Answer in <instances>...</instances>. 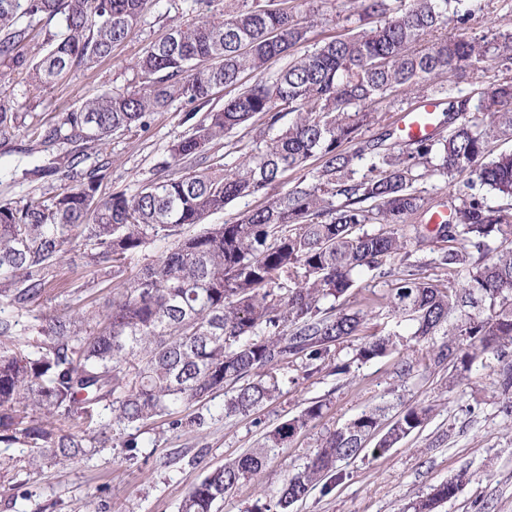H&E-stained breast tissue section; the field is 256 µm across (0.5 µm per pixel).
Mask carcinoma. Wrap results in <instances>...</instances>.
<instances>
[{
    "mask_svg": "<svg viewBox=\"0 0 512 512\" xmlns=\"http://www.w3.org/2000/svg\"><path fill=\"white\" fill-rule=\"evenodd\" d=\"M152 0H0V68L23 76L25 87L64 78L75 65L109 57L134 33ZM290 0H231L224 13L174 23L136 61L143 89L106 91L31 129L52 165L24 170H73L99 154L118 132L147 130L152 113L175 100L190 105L188 132L161 162L182 170L134 194L99 193L104 163L48 195L0 202V310L48 300L59 281L66 247H83L86 264L105 275L74 291L64 312L36 317L31 334L0 317V442L26 447L28 464H64L112 440L114 427L144 424L231 387L225 414H246L270 400L276 382L266 371L290 359L323 362L331 347L355 336L358 312L337 302L355 276L396 275L389 311L413 324V336L443 334L434 364L456 376L483 355L496 356V392L512 415V207H493L474 192L481 185L512 198V152L487 159L492 138L512 137V80L478 85L448 98L434 137L383 146L395 130L363 142V127L399 95L427 93L435 80L462 78L496 65L512 69V29L479 37L450 36L448 24L474 19L466 0H360L358 29H347L310 50L309 26ZM42 54L21 51L34 27ZM287 59L272 77L273 60ZM233 96L209 107L213 90ZM259 118V143L234 167L213 145ZM13 99L0 96V137L19 128ZM368 161V173L355 177ZM317 165L310 182L271 193L288 172ZM439 174L454 182L448 222L403 226L425 207L415 184ZM263 202L228 224L205 219L238 198ZM379 224L375 232L360 230ZM155 241L167 252L135 272L127 260ZM425 264L465 275L448 288L417 276ZM394 348L390 336L360 344L368 362ZM112 417L91 426L94 407ZM317 401L286 420L253 448L205 476L181 512H212L214 503L258 474L271 453L321 418ZM430 409L403 407L385 432L383 409L365 410L329 433L304 469L283 483L258 512H288L310 490L375 441L384 455L419 429ZM463 481L442 482L407 506L436 512Z\"/></svg>",
    "mask_w": 512,
    "mask_h": 512,
    "instance_id": "1",
    "label": "carcinoma"
}]
</instances>
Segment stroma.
I'll use <instances>...</instances> for the list:
<instances>
[{"instance_id": "1", "label": "stroma", "mask_w": 512, "mask_h": 512, "mask_svg": "<svg viewBox=\"0 0 512 512\" xmlns=\"http://www.w3.org/2000/svg\"><path fill=\"white\" fill-rule=\"evenodd\" d=\"M190 0H155L144 23L112 55L95 68H73L59 82L31 90L16 108L26 124L57 118L86 98L136 85V60L149 42L163 37L172 21H197ZM298 15L315 19L308 38L318 43L343 29L355 28L341 0H295ZM478 18L468 35L512 27V0H477ZM187 109L175 101L152 115L147 131L115 134L99 156L109 166L103 193L126 190L164 179L160 167L169 145L188 127ZM30 136L19 131L0 141V199L22 198L63 184L62 175L13 176L14 167L46 165ZM390 285L362 273L342 299L343 309L361 312L359 335L332 346L319 370L302 360L275 369L274 397L246 414L225 416L231 390L215 392L186 410L188 424L171 427L162 418L114 429L106 447L63 465L29 471L18 446L0 443V512H178L192 487L214 469L259 447L267 432L298 415L313 402L324 405L322 417L287 447L277 449L264 470L217 502V512H252L274 494L289 475L311 460L321 438L363 410L386 407L394 417L403 406L429 408L424 426L376 457L362 451L338 463L339 480L329 489L314 487L291 512H403L441 482L467 473L469 481L440 512H512V418L500 411L494 391L498 363L486 355L460 383L449 384L450 369L435 366L433 349L441 337L417 340L409 323H396L384 305ZM397 330L396 347L387 356L364 363L355 354L371 336ZM414 364L411 375L400 373L403 360ZM348 374L335 372L338 364Z\"/></svg>"}]
</instances>
